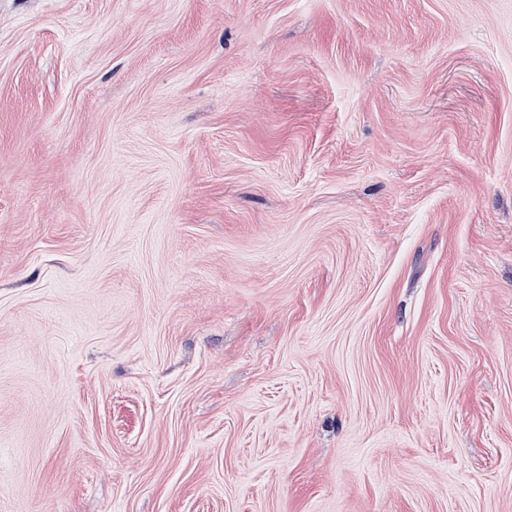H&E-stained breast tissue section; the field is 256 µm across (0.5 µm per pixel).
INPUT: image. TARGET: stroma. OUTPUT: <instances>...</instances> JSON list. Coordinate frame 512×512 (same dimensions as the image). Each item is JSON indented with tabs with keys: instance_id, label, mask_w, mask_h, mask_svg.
<instances>
[{
	"instance_id": "1",
	"label": "stroma",
	"mask_w": 512,
	"mask_h": 512,
	"mask_svg": "<svg viewBox=\"0 0 512 512\" xmlns=\"http://www.w3.org/2000/svg\"><path fill=\"white\" fill-rule=\"evenodd\" d=\"M0 512H512V0H0Z\"/></svg>"
}]
</instances>
